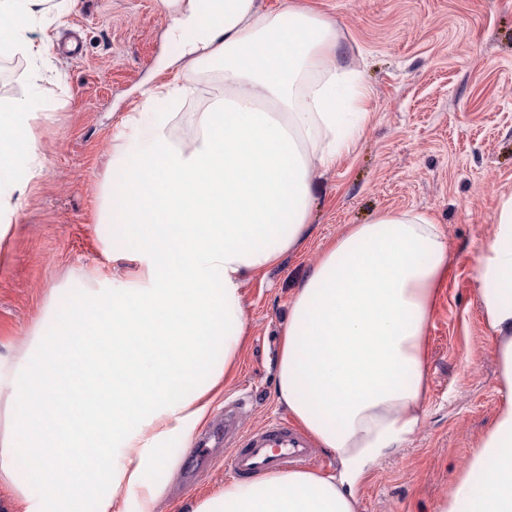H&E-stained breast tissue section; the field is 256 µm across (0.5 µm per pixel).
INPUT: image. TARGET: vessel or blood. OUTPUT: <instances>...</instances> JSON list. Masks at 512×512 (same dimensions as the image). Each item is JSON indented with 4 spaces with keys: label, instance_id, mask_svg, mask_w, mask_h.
Listing matches in <instances>:
<instances>
[{
    "label": "vessel or blood",
    "instance_id": "b4317fda",
    "mask_svg": "<svg viewBox=\"0 0 512 512\" xmlns=\"http://www.w3.org/2000/svg\"><path fill=\"white\" fill-rule=\"evenodd\" d=\"M312 454L313 444L303 431L286 420L275 418L261 427L238 434L231 472L246 478L287 464L306 463Z\"/></svg>",
    "mask_w": 512,
    "mask_h": 512
}]
</instances>
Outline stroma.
<instances>
[{"label":"stroma","instance_id":"1","mask_svg":"<svg viewBox=\"0 0 512 512\" xmlns=\"http://www.w3.org/2000/svg\"><path fill=\"white\" fill-rule=\"evenodd\" d=\"M336 23L372 113L352 153L315 188L312 234L283 266L244 285L249 334L213 418L239 403L249 430L285 415L274 364L297 283L347 225L384 210H418L448 238V276L429 324V391L410 443L369 471L360 512H435L466 468L499 404L497 364L476 288L504 197L512 195V0H303ZM82 24V58L58 54L56 39ZM158 0H71L64 12L35 10L37 59L0 56V100L42 96L32 127L42 174L12 220L0 265V353L16 354L47 311L67 308L87 271L107 264L112 227L96 221L106 162L127 113L145 111L147 88L179 47ZM229 452L198 448L164 475L159 512L232 482Z\"/></svg>","mask_w":512,"mask_h":512}]
</instances>
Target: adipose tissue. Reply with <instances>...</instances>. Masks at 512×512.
Segmentation results:
<instances>
[{
  "label": "adipose tissue",
  "mask_w": 512,
  "mask_h": 512,
  "mask_svg": "<svg viewBox=\"0 0 512 512\" xmlns=\"http://www.w3.org/2000/svg\"><path fill=\"white\" fill-rule=\"evenodd\" d=\"M42 0H0V55H40L22 25ZM181 52L174 79L146 89L112 151L125 180L97 221L113 248L52 334L0 356V484L21 512H157L152 474L189 449L238 365L243 287L311 234L314 183L370 122L336 24L310 8L257 0H160ZM200 30L204 39H189ZM223 90L174 132L197 75ZM38 97L0 102V153L31 145ZM448 241L414 210L377 213L327 244L296 288L282 330L278 401L338 471H276L193 499L185 512H357L370 468L423 418L428 326L448 274ZM477 295L498 365L500 401L466 470L436 512H512V195L476 260ZM36 463L24 479L17 464Z\"/></svg>",
  "instance_id": "adipose-tissue-1"
}]
</instances>
